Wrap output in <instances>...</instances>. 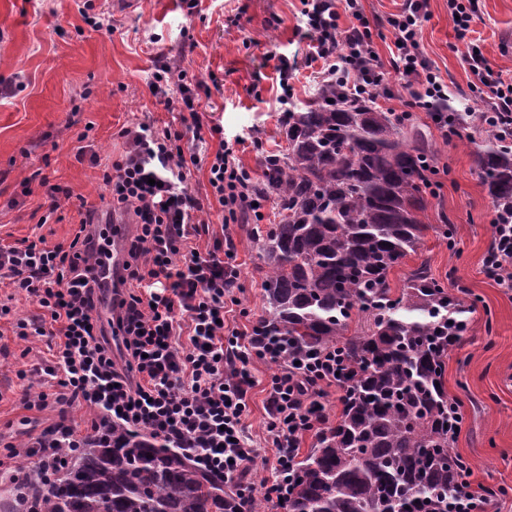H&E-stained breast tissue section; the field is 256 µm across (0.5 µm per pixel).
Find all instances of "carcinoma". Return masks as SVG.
<instances>
[{
    "mask_svg": "<svg viewBox=\"0 0 512 512\" xmlns=\"http://www.w3.org/2000/svg\"><path fill=\"white\" fill-rule=\"evenodd\" d=\"M285 151L265 156L255 194L276 199L280 220L263 237L268 316L288 360L334 353L349 392L318 448L296 462L287 512H448L460 457L444 385L448 340L467 330V308L424 263L402 288L389 275L420 247L434 155L413 120L328 79L314 100L281 117ZM499 224L512 222V145L486 131L475 153ZM368 329L349 333L354 311ZM36 512H263L264 498L147 433L112 424L46 482L45 459L22 455Z\"/></svg>",
    "mask_w": 512,
    "mask_h": 512,
    "instance_id": "cac0c4a2",
    "label": "carcinoma"
}]
</instances>
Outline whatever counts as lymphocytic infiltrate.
Masks as SVG:
<instances>
[{"mask_svg":"<svg viewBox=\"0 0 512 512\" xmlns=\"http://www.w3.org/2000/svg\"><path fill=\"white\" fill-rule=\"evenodd\" d=\"M456 16L455 33L467 44L468 68L475 80L474 98L490 107L485 124L503 140H512V82L493 70L471 33L478 0H449ZM424 0H407L389 18L396 53L391 71L403 75L409 87L407 107L430 113L445 139L461 136L448 108V86L420 51ZM304 14L315 38V55L328 62V75L339 77L365 94L393 97L389 71L379 65L371 41V21L358 0H305ZM177 88L184 110L195 120L191 130L157 127L144 119L122 128L123 153L101 168L110 212L132 215L135 232L123 259V289L112 307L108 325L94 315L104 288L97 267L103 234L98 209L72 188L48 187L50 210L73 203L78 227L69 243H51L45 236L0 244V283H8L40 310L19 318L20 338L45 336L49 365L21 371L24 379L50 376L55 393H40L38 406L48 402L82 401L95 410L93 430L105 436L112 423L144 429L192 456L205 472L234 481L256 462L245 432L247 393L254 381L249 370L257 360L278 362L280 370L266 388L270 421L267 441L275 450L274 472L267 488L270 498H283L293 481V460L301 438L322 432L329 417L318 402L326 388L346 395L345 381L336 373V359L325 356L294 364L282 360L268 337L226 329L224 313L235 303L239 275L233 238L210 251L195 242L209 234L211 213L222 223H240L253 210L255 197L249 173L232 145L224 142L220 125L203 129L198 123L199 98L186 73L168 61L159 62L150 88L164 96ZM220 137L218 149L200 157L184 144L186 137ZM209 168V185L218 209L210 211L195 194L191 169ZM483 267L497 287L512 292V224L493 227ZM187 328V343L178 329ZM471 466L459 478L457 512H489L495 502L512 496V488L477 485Z\"/></svg>","mask_w":512,"mask_h":512,"instance_id":"obj_1","label":"lymphocytic infiltrate"}]
</instances>
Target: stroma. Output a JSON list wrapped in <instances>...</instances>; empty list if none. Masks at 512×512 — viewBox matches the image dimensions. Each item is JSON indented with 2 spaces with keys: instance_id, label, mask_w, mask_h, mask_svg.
Returning <instances> with one entry per match:
<instances>
[{
  "instance_id": "35a3bbf8",
  "label": "stroma",
  "mask_w": 512,
  "mask_h": 512,
  "mask_svg": "<svg viewBox=\"0 0 512 512\" xmlns=\"http://www.w3.org/2000/svg\"><path fill=\"white\" fill-rule=\"evenodd\" d=\"M372 19L374 50L389 63L393 35L386 23L403 0H359ZM96 11L110 14L111 31L86 26L75 0H0V80L21 74L24 89L0 101V239L12 243L32 234L49 242L69 240L77 215L65 204L47 215L45 190L23 195L22 182L41 170L50 183L71 187L89 201L107 193L100 169L76 157L77 136L89 132L100 157H119L122 127L143 118L180 125L178 101L160 102L150 88L153 72L171 58L199 82L198 114L203 125L224 128L235 142L236 155L253 180H261L266 152L284 144L279 102L289 91L291 102L311 100L325 65L314 56L301 0H197L186 10L181 0H136L131 10L114 0H93ZM421 50L448 85V100L460 112H484L487 101L472 97V75L465 48L455 37L448 0H427ZM472 39L495 70L512 80V0H479ZM287 74H280V60ZM80 110H73L74 98ZM431 139L442 187L428 199L430 228L416 253L390 275L393 287L420 263L464 302L474 303L459 346L445 364L449 397L466 409L454 451L468 460L477 483L512 487V295L488 279L482 261L491 241L494 207L476 172L474 154L482 144L480 129H467L453 141L433 131ZM274 198H264L256 225L233 227L237 241L239 286L234 294L248 317L232 311L229 327L244 328L266 317L263 300L264 260L261 232L275 223ZM453 226L452 239L438 227ZM10 302V317L0 319V440L20 445L39 436L59 416L58 405L28 407L39 393L56 383L19 379V370L49 364L47 340L15 336L13 319L38 315V307L22 295L0 288ZM278 364H253L254 386L248 392L244 418L251 444L259 454L247 481L271 479L273 451L266 442L269 414L265 387Z\"/></svg>"
}]
</instances>
